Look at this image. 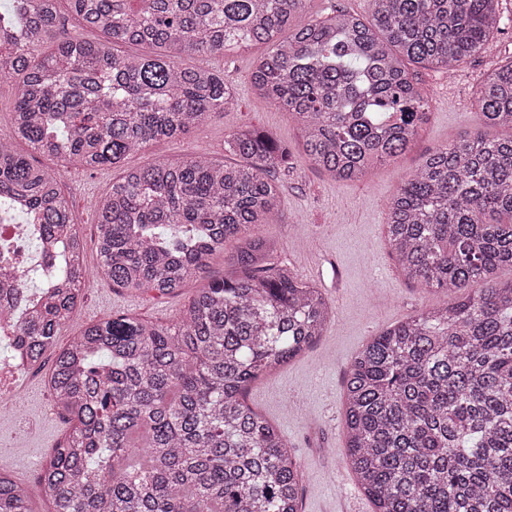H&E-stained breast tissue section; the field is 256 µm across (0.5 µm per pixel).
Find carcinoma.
I'll return each mask as SVG.
<instances>
[{"label": "carcinoma", "mask_w": 512, "mask_h": 512, "mask_svg": "<svg viewBox=\"0 0 512 512\" xmlns=\"http://www.w3.org/2000/svg\"><path fill=\"white\" fill-rule=\"evenodd\" d=\"M66 2L107 40L70 35L59 0H15L0 16V80L20 76L13 138L0 140V224L21 204L71 244L51 276L31 267L17 289L42 298L21 316L35 365L90 270L55 172L32 155L120 168L224 111L232 83L211 60L265 45L250 82L295 121L309 162L360 179L405 154L429 119L408 65L452 71L512 22L501 0H368L365 18L314 19L307 0ZM122 44L147 52L121 54ZM476 105L486 128H512V61L487 74ZM224 151L242 162L189 154L126 169L95 204L113 287L169 295L205 285L170 323L115 314L55 353L50 391L72 426L40 468L48 512H299L300 464L245 392L313 346L332 309L270 263L276 245L259 234L277 213L271 176L288 149L246 126ZM231 241L229 270L211 274ZM386 241L409 281L448 300L378 334L353 361L349 468L374 512H512V280L496 279L512 268V136L433 149L388 202ZM0 512H38L5 470Z\"/></svg>", "instance_id": "carcinoma-1"}]
</instances>
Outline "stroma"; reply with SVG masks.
I'll list each match as a JSON object with an SVG mask.
<instances>
[{
  "label": "stroma",
  "instance_id": "stroma-1",
  "mask_svg": "<svg viewBox=\"0 0 512 512\" xmlns=\"http://www.w3.org/2000/svg\"><path fill=\"white\" fill-rule=\"evenodd\" d=\"M493 44L494 52L472 57L450 73L417 68L416 79L431 101L428 123L410 151L359 182L336 180L304 158L296 124L287 112L258 97L249 83L260 55L256 48L227 53L221 60L232 80V98L224 111L211 113L185 136L154 142L125 161L126 167L136 168L174 162L191 153L220 159L225 137L242 125L261 129L288 147L292 163L274 175L278 212L261 232L279 244L273 264L288 266L320 288L333 318L316 344L278 372L255 381L245 400L276 426L300 463L301 512H373L346 464L344 375L374 336L442 300L398 271L386 242L387 202L401 178L420 166L432 149L481 129L475 93L493 68L512 57V25L496 32ZM41 163L58 176L82 228L86 262L95 272L89 300L77 306L58 345L114 314L159 324L175 319L197 283L173 295L129 293L113 287L98 271L93 204L118 177V170L82 171L46 156ZM53 359V352H46L41 364L28 370L14 412L0 416V437L12 444L11 452L0 457V468L10 470L34 492L39 489L38 464L69 428L51 403L48 378Z\"/></svg>",
  "mask_w": 512,
  "mask_h": 512
}]
</instances>
